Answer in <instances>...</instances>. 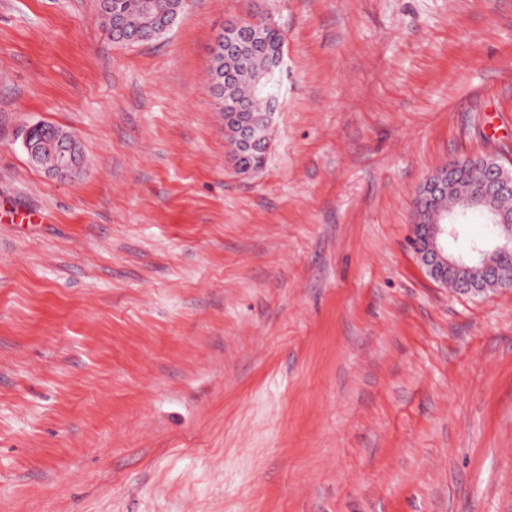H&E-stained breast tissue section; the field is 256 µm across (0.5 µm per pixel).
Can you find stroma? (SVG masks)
<instances>
[{"instance_id": "1", "label": "stroma", "mask_w": 512, "mask_h": 512, "mask_svg": "<svg viewBox=\"0 0 512 512\" xmlns=\"http://www.w3.org/2000/svg\"><path fill=\"white\" fill-rule=\"evenodd\" d=\"M258 6L284 104L242 174L211 48ZM473 155L512 165V0H186L135 45L0 0V512H512V289L410 246ZM44 134L47 132L56 133L54 137L36 138L34 132L42 129L40 124L28 128L24 146L31 160L42 166L49 176L64 179L75 173L81 166L82 154L76 137L71 133L59 132V129L51 125H44ZM49 151L52 154L53 162L51 165H44L40 156L43 151Z\"/></svg>"}]
</instances>
